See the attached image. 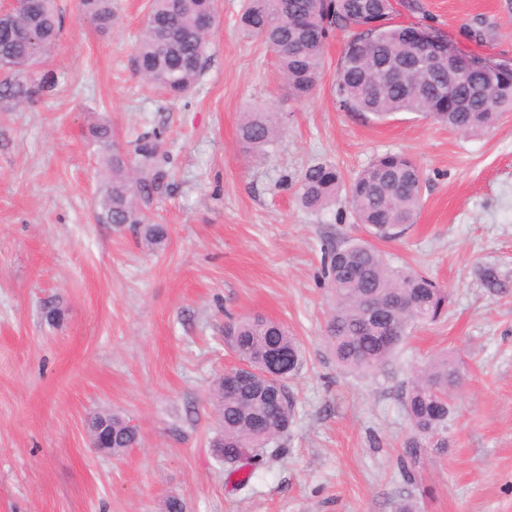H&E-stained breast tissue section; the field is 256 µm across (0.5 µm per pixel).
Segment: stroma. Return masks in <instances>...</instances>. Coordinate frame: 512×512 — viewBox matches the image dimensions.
<instances>
[{"instance_id":"obj_1","label":"stroma","mask_w":512,"mask_h":512,"mask_svg":"<svg viewBox=\"0 0 512 512\" xmlns=\"http://www.w3.org/2000/svg\"><path fill=\"white\" fill-rule=\"evenodd\" d=\"M420 2L402 24L512 61V0ZM243 3L214 0L205 71L173 100L136 74L149 0H112L105 29L79 0H57L60 38L36 68L57 78L56 94L0 112V512H160L169 496L185 512H394L403 498L417 512H512V113L465 135L409 112L346 111L333 94L343 30L316 92L293 100L273 52L242 34ZM482 24L492 39L472 38ZM253 107L277 113L282 131L249 154L237 128ZM96 121L124 148L159 132L174 178L147 211L167 230L162 247L97 222ZM386 152L416 159L423 199L414 225L376 247L447 288L448 318L412 331L385 369L351 372L326 336L336 299L324 249L367 233L345 203L309 212L295 194L310 164L352 177ZM481 265L505 288H485ZM254 315L287 325L306 362L290 382L296 417L280 455L261 456L240 489L211 452L224 428L211 393L237 362L225 324ZM444 353L464 371L448 450L425 447L410 462L398 392ZM97 412L133 424L137 445L95 453Z\"/></svg>"}]
</instances>
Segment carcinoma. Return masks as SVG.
I'll return each mask as SVG.
<instances>
[{"instance_id":"obj_1","label":"carcinoma","mask_w":512,"mask_h":512,"mask_svg":"<svg viewBox=\"0 0 512 512\" xmlns=\"http://www.w3.org/2000/svg\"><path fill=\"white\" fill-rule=\"evenodd\" d=\"M82 11L103 28L112 26V0H81ZM420 10L418 0H247L239 19L249 37L262 39L276 56L288 95L304 100L315 91L323 67L327 40L337 30L350 33L337 70L334 93L340 107L384 120L397 112H412L463 134L492 129L502 115L512 112V73L485 89L484 72L471 70L449 94L448 60L430 62V79L417 89L407 82H388L379 68L398 58L405 71L418 64L408 39V27L394 25L397 7ZM214 14L213 0H152L138 35L136 72L141 80L163 90L171 99L185 97L198 84L207 63L210 30L202 17ZM59 24L54 0H43L40 13L17 12L14 21L0 27V103L12 107L47 97L57 81L47 74L33 77V69L55 46ZM36 39L39 51L32 50ZM281 132L275 113H243L238 135L249 149L271 145ZM92 141L107 153L109 177L95 199L102 224L129 225L141 230L146 247L156 249L167 239L161 224L150 222L145 206L166 194L171 186V161L158 136L141 135L132 151L112 142L106 123L89 128ZM344 197L356 223L369 236L391 240L413 224L422 204V174L416 160L402 152L374 158L351 179L334 165L316 163L301 174L297 198L308 211H323ZM324 276L336 293V309L327 335L336 361L351 371L384 368L412 330L434 324L448 313V290L430 277L391 266L366 240L343 241L325 251ZM229 348L239 363L243 380L234 392H221L216 381L212 398L224 416L219 438L224 464L237 471L240 463L256 458L261 447L255 430L267 420L273 437L288 433L296 414V399L288 382L305 362L302 344L288 326L260 316L231 321L224 328ZM276 357L288 369L280 385L263 372ZM464 375L458 362L444 354L430 360L401 387L400 401L412 427L405 447L417 453L424 442L445 450L443 433L452 415L450 394ZM138 433L118 415H112V447L132 448Z\"/></svg>"}]
</instances>
